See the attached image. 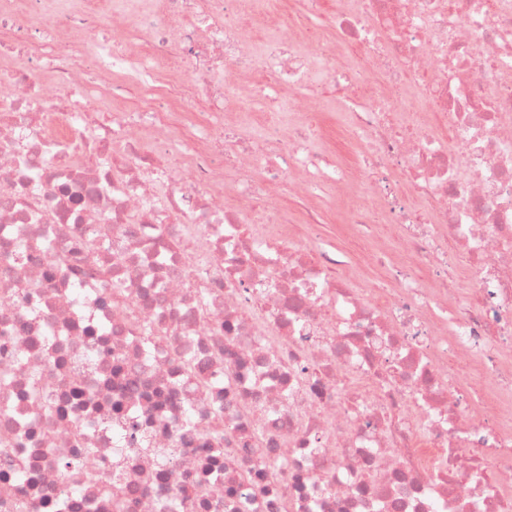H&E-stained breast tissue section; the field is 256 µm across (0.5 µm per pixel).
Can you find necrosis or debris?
<instances>
[{
	"label": "necrosis or debris",
	"mask_w": 512,
	"mask_h": 512,
	"mask_svg": "<svg viewBox=\"0 0 512 512\" xmlns=\"http://www.w3.org/2000/svg\"><path fill=\"white\" fill-rule=\"evenodd\" d=\"M0 27V505L512 512V0ZM278 207L283 220L287 224H303V201L292 193H288V187L284 188L278 198ZM323 220L325 222V224H323L325 229L324 235L330 244H335L336 248H355L356 244L354 242H348L334 236L333 225L339 224V222L342 220L341 211L337 207H333L332 204H329L323 213Z\"/></svg>",
	"instance_id": "necrosis-or-debris-1"
}]
</instances>
